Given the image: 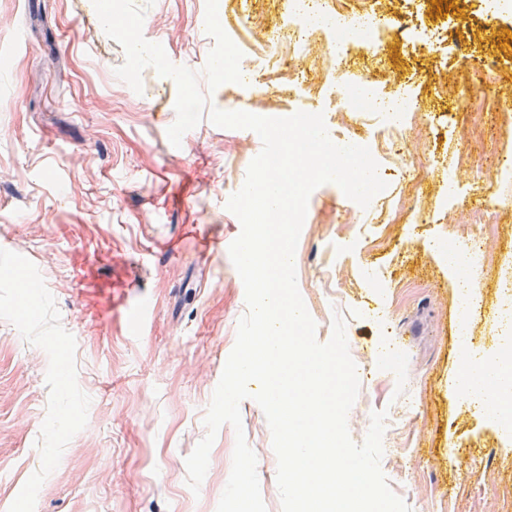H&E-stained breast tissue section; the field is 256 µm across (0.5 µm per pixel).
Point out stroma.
<instances>
[{
  "label": "stroma",
  "mask_w": 512,
  "mask_h": 512,
  "mask_svg": "<svg viewBox=\"0 0 512 512\" xmlns=\"http://www.w3.org/2000/svg\"><path fill=\"white\" fill-rule=\"evenodd\" d=\"M329 2L386 23L335 58L316 35L285 69L284 0H217L258 77L220 85L210 103L320 113L331 138L377 152L378 211L322 184L295 252L317 341L345 320L360 382L350 437L362 443L386 411L381 469L411 512H512V435L453 390L457 288L435 247L480 245L469 346L497 354L512 309V180L500 174L512 155V0ZM136 3L148 41L173 64L204 66L206 0ZM124 61L93 0H0V512H216L230 474L226 424L199 493L186 484L246 310L230 257H196L190 234L238 237L225 204L262 145L205 118L172 146L175 82L149 67L135 93L115 75ZM350 79L414 96L397 149L373 115L337 111ZM141 299L154 308L144 329L125 315ZM240 411L267 512H281L265 414L251 399Z\"/></svg>",
  "instance_id": "1"
}]
</instances>
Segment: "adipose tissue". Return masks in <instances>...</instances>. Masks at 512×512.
Segmentation results:
<instances>
[{
    "label": "adipose tissue",
    "mask_w": 512,
    "mask_h": 512,
    "mask_svg": "<svg viewBox=\"0 0 512 512\" xmlns=\"http://www.w3.org/2000/svg\"><path fill=\"white\" fill-rule=\"evenodd\" d=\"M485 367L491 368L503 382L496 393L494 408L488 411L489 416L500 418L512 407V353H503L492 360L472 350H464L453 378L454 387L475 405H483L485 390L477 379V372Z\"/></svg>",
    "instance_id": "obj_1"
}]
</instances>
